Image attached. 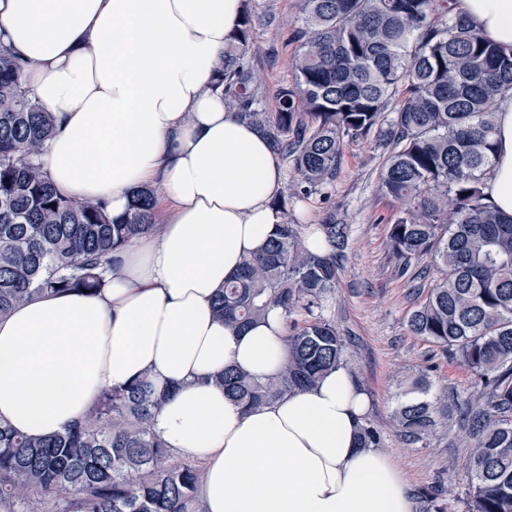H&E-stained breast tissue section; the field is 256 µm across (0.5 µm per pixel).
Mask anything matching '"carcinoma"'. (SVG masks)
I'll use <instances>...</instances> for the list:
<instances>
[{"instance_id": "obj_1", "label": "carcinoma", "mask_w": 512, "mask_h": 512, "mask_svg": "<svg viewBox=\"0 0 512 512\" xmlns=\"http://www.w3.org/2000/svg\"><path fill=\"white\" fill-rule=\"evenodd\" d=\"M450 0H300L294 81L266 111L263 75L247 61L245 10L213 87L258 128L303 195L335 177L345 139L375 136L386 150L378 190L404 207L388 220L397 274L440 280L408 316L420 336L479 377L488 408L471 419L465 512H512V215L485 202L496 98L512 90V50L485 39ZM28 63L0 49V318L38 293L97 291L104 267L137 236L160 231L155 191L142 190L121 220L104 200H75L47 178L42 155L51 113L23 88ZM266 250L224 283L214 311L246 327L276 306L288 354L269 379L227 370L216 385L247 408L314 386L350 365L347 341L325 315L349 245L346 224L320 225L327 251L310 252L288 199ZM393 413L418 441L448 418V395L422 374ZM162 406L142 376L102 393L65 431L43 439L0 421V512H202L201 468L176 457L152 419ZM418 512H447L423 490Z\"/></svg>"}]
</instances>
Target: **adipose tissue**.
I'll list each match as a JSON object with an SVG mask.
<instances>
[{"label": "adipose tissue", "mask_w": 512, "mask_h": 512, "mask_svg": "<svg viewBox=\"0 0 512 512\" xmlns=\"http://www.w3.org/2000/svg\"><path fill=\"white\" fill-rule=\"evenodd\" d=\"M244 0H0V47L29 61L24 86L56 118L44 169L62 194L125 216L156 190L162 230L119 255L97 292L38 294L0 319V421L63 431L104 390L149 375L153 430L203 473V512H414L389 456L362 447L369 398L343 366L312 389L248 409L214 380L265 379L287 350L270 308L243 329L213 306L266 248L284 169L210 81ZM512 47V0H454ZM488 201L512 215V91L496 102Z\"/></svg>", "instance_id": "obj_1"}]
</instances>
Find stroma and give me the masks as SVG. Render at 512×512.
<instances>
[{
    "label": "stroma",
    "instance_id": "stroma-1",
    "mask_svg": "<svg viewBox=\"0 0 512 512\" xmlns=\"http://www.w3.org/2000/svg\"><path fill=\"white\" fill-rule=\"evenodd\" d=\"M245 2L256 25L250 57L265 77V107L272 112L277 107L276 88L293 79L298 0ZM383 161L373 138H350L330 184L299 200L293 198L287 179L282 193L299 223L315 226L332 215L337 223L349 226V246L327 316L346 339L350 370L371 399L367 420L380 430L382 449L404 475L411 494L439 490L447 512H464L466 486L454 478L468 471L470 432L456 408H449L447 419L432 434L413 444L392 423L399 376L429 369L434 386L446 388L452 402L484 401L486 390L479 377L408 330L407 318L427 291L398 277L396 260L388 250V220L398 205L377 190Z\"/></svg>",
    "mask_w": 512,
    "mask_h": 512
}]
</instances>
